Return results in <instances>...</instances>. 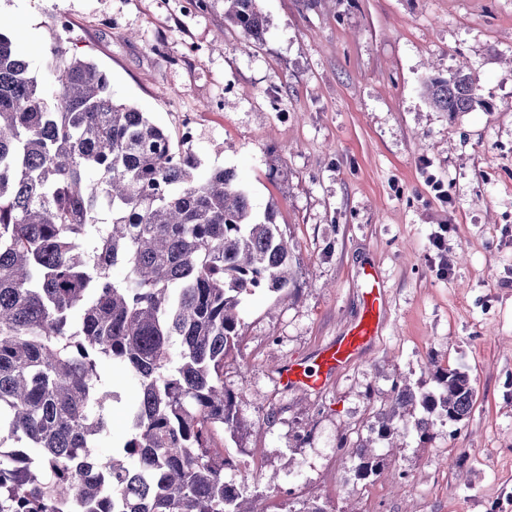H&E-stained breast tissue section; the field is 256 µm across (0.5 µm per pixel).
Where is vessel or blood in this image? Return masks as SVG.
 <instances>
[{"label": "vessel or blood", "instance_id": "b4317fda", "mask_svg": "<svg viewBox=\"0 0 512 512\" xmlns=\"http://www.w3.org/2000/svg\"><path fill=\"white\" fill-rule=\"evenodd\" d=\"M383 289L373 273L365 275L363 311L343 334L321 345L308 360L291 361L277 370L286 390L324 391L335 375L352 365L379 335L383 320Z\"/></svg>", "mask_w": 512, "mask_h": 512}]
</instances>
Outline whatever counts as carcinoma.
Masks as SVG:
<instances>
[{
  "label": "carcinoma",
  "instance_id": "obj_1",
  "mask_svg": "<svg viewBox=\"0 0 512 512\" xmlns=\"http://www.w3.org/2000/svg\"><path fill=\"white\" fill-rule=\"evenodd\" d=\"M225 18L255 43L257 0H224ZM454 115L482 105L457 70L424 82ZM136 106L112 97L93 61L46 51L32 75L0 32V512H267L242 507L214 432L240 425L224 388L238 307L293 275L288 240L258 219L233 168L201 160ZM135 380L120 412L125 441L101 458L114 420L107 370ZM437 393L394 387L377 439L433 421L406 420L421 401L461 422L475 388L456 369ZM351 457L367 479L385 464L362 441Z\"/></svg>",
  "mask_w": 512,
  "mask_h": 512
}]
</instances>
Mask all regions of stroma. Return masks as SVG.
I'll return each mask as SVG.
<instances>
[{
    "label": "stroma",
    "mask_w": 512,
    "mask_h": 512,
    "mask_svg": "<svg viewBox=\"0 0 512 512\" xmlns=\"http://www.w3.org/2000/svg\"><path fill=\"white\" fill-rule=\"evenodd\" d=\"M258 7L259 44L225 22L224 0H0V17L32 73L59 42L173 138L191 118L196 155L235 168L254 212L284 230L294 282L248 297L224 361L241 425L213 447L236 462L229 479L254 470L243 500L263 495L268 512H512V0ZM456 69L483 105L451 118L422 86ZM442 224L444 270L429 249ZM368 269L385 291L380 336L324 393L284 391L279 366L358 318ZM455 368L476 390L470 415L435 422L425 440L394 438L384 469L357 479L348 449L379 427L395 382L427 394Z\"/></svg>",
    "instance_id": "35a3bbf8"
}]
</instances>
